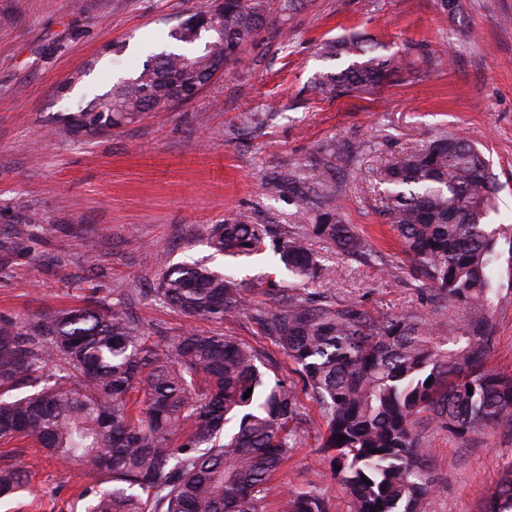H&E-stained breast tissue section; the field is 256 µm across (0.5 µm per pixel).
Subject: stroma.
I'll return each mask as SVG.
<instances>
[{"label":"stroma","mask_w":512,"mask_h":512,"mask_svg":"<svg viewBox=\"0 0 512 512\" xmlns=\"http://www.w3.org/2000/svg\"><path fill=\"white\" fill-rule=\"evenodd\" d=\"M201 0H0V319L25 325L38 314L106 305L145 331L176 336L221 333L272 360L270 377L298 382L284 351L256 315L270 284L289 289L272 252L231 258L215 253L207 228L237 218L256 224L300 223L297 202L269 193L272 171L308 160L333 138L367 149L339 199L345 223L376 252L347 256L325 239L311 247L331 273L322 284L333 302H357L372 316L418 313L436 330L460 309L437 303L412 279L402 246L384 214L381 171L410 145L445 128L476 144L500 189L489 220L512 224V0H462L456 17L438 0H305L274 19L194 99L171 112H146L118 127L80 133L68 116L150 55L170 46V31ZM389 51L420 40L438 52L417 60L390 83L328 101L312 90L337 71L319 45L350 31ZM84 76L75 85L68 78ZM265 108L254 128L244 115ZM30 224L24 238L14 235ZM206 260L248 288L249 309L221 320L188 317L157 299L161 257ZM507 258L491 275L504 288L492 307L490 367L512 372V288ZM298 446L272 479L279 497L314 486L331 512H347V495L322 450L318 405L299 391ZM439 490L425 512H483L512 464V427L458 439L428 427ZM31 469L27 491L0 499V512H84L80 491L97 474L65 466L29 441L0 443V466Z\"/></svg>","instance_id":"stroma-1"}]
</instances>
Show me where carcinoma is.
Masks as SVG:
<instances>
[{
  "label": "carcinoma",
  "mask_w": 512,
  "mask_h": 512,
  "mask_svg": "<svg viewBox=\"0 0 512 512\" xmlns=\"http://www.w3.org/2000/svg\"><path fill=\"white\" fill-rule=\"evenodd\" d=\"M301 3L209 0L170 32L179 48L151 56L71 119L110 128L138 112L170 111L173 89L207 86L241 61L272 14L286 17ZM320 50L342 61L313 85L327 100L385 85L409 56L431 58L420 41L396 53L358 32ZM363 152L361 142L330 141L267 182L269 192H287L315 213L311 233L235 220L212 225L208 240L229 255L270 243L301 286L273 298L259 321L319 406L322 448L341 466L349 512H423L437 481L420 414L458 438L512 425V374L487 366L498 292L490 270L501 241L512 244V225L486 222L496 175L478 148L442 130L396 158L381 181L410 275L463 315L436 336L417 314L376 319L355 302L336 304L317 291L330 271L309 235L363 253L366 243L337 204L342 171ZM154 292L189 317L220 320L247 306L245 285L204 263L166 265ZM259 361L232 337L152 336L116 310L51 311L24 328L0 319V440L26 438L60 461L112 475L81 491L84 512H264L271 477L297 447L301 411L295 385L269 382ZM29 475L0 467V496L26 491ZM280 512L330 510L306 488L282 498ZM483 512H512V464Z\"/></svg>",
  "instance_id": "1"
}]
</instances>
